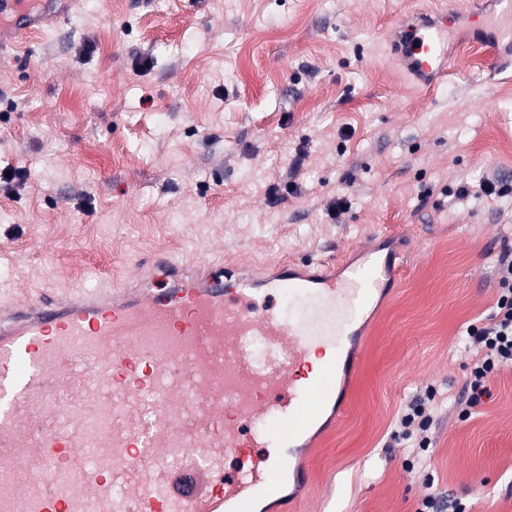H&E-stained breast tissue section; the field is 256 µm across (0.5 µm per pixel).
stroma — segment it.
Segmentation results:
<instances>
[{
	"label": "stroma",
	"mask_w": 512,
	"mask_h": 512,
	"mask_svg": "<svg viewBox=\"0 0 512 512\" xmlns=\"http://www.w3.org/2000/svg\"><path fill=\"white\" fill-rule=\"evenodd\" d=\"M427 2L77 0L0 46V169L26 173L0 182V298L120 284L155 252L257 270L399 233L301 512H416L429 494L512 512V369L456 409L462 332L492 312L512 248V64L451 43L455 73L425 95L391 23ZM487 177L507 195L448 194ZM430 386L431 445L409 469L397 419Z\"/></svg>",
	"instance_id": "obj_1"
}]
</instances>
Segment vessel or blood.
<instances>
[{
  "mask_svg": "<svg viewBox=\"0 0 512 512\" xmlns=\"http://www.w3.org/2000/svg\"><path fill=\"white\" fill-rule=\"evenodd\" d=\"M497 2V21L475 7L398 19L407 70L450 77L462 27L482 46L512 41V0ZM70 6L0 0V41ZM362 256L337 273L216 263L186 278L155 254L138 267L143 288L0 301V462L12 469L0 512H252L326 407L346 413L336 378L357 370L343 355L348 327L395 274L374 248ZM281 301L301 309L283 313Z\"/></svg>",
  "mask_w": 512,
  "mask_h": 512,
  "instance_id": "vessel-or-blood-1",
  "label": "vessel or blood"
}]
</instances>
